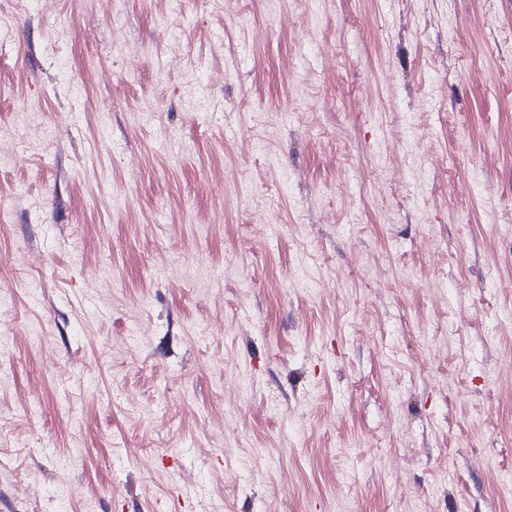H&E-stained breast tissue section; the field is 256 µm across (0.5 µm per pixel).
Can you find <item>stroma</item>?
I'll use <instances>...</instances> for the list:
<instances>
[{
  "mask_svg": "<svg viewBox=\"0 0 512 512\" xmlns=\"http://www.w3.org/2000/svg\"><path fill=\"white\" fill-rule=\"evenodd\" d=\"M1 288L0 512H512V0H0Z\"/></svg>",
  "mask_w": 512,
  "mask_h": 512,
  "instance_id": "35a3bbf8",
  "label": "stroma"
}]
</instances>
